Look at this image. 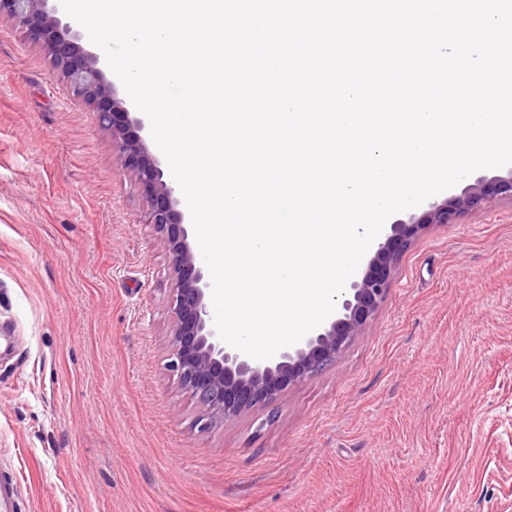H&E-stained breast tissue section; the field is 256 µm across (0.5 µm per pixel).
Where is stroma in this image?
<instances>
[{"instance_id": "1", "label": "stroma", "mask_w": 512, "mask_h": 512, "mask_svg": "<svg viewBox=\"0 0 512 512\" xmlns=\"http://www.w3.org/2000/svg\"><path fill=\"white\" fill-rule=\"evenodd\" d=\"M112 135L0 17V468L20 512H512V202L429 228L323 371L202 431Z\"/></svg>"}]
</instances>
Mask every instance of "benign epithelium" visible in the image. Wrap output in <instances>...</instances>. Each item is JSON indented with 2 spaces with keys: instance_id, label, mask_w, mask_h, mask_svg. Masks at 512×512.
I'll return each instance as SVG.
<instances>
[{
  "instance_id": "obj_1",
  "label": "benign epithelium",
  "mask_w": 512,
  "mask_h": 512,
  "mask_svg": "<svg viewBox=\"0 0 512 512\" xmlns=\"http://www.w3.org/2000/svg\"><path fill=\"white\" fill-rule=\"evenodd\" d=\"M49 0H0V15L18 22L24 37L42 45L72 96L92 104L100 127L112 134L116 160L134 176L151 224L171 256L174 314L170 368L181 390L202 408L199 427L209 429L272 401L294 382L331 363L359 335L383 301L401 250L434 224H451L492 198L512 200V170L491 180L478 177L460 193L436 199L420 215L407 213L389 225L385 241L350 282L334 312L298 343L267 360H255L223 342L214 324L210 274L196 262L178 209L173 177L165 173L114 84L106 81L101 56L85 50L80 35L62 23Z\"/></svg>"
}]
</instances>
